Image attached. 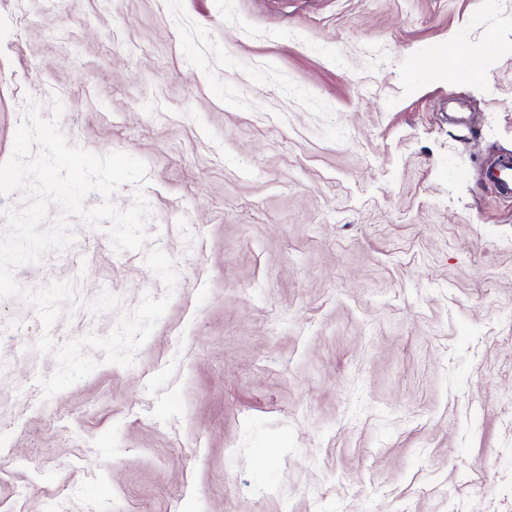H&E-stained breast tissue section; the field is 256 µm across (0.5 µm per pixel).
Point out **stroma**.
<instances>
[{"label":"stroma","instance_id":"35a3bbf8","mask_svg":"<svg viewBox=\"0 0 512 512\" xmlns=\"http://www.w3.org/2000/svg\"><path fill=\"white\" fill-rule=\"evenodd\" d=\"M147 165L145 250L72 219L0 300V512H512V0H0L27 97ZM178 281L134 366L61 346ZM489 180L495 185L499 193L512 195V159H503L499 167L490 172Z\"/></svg>","mask_w":512,"mask_h":512}]
</instances>
